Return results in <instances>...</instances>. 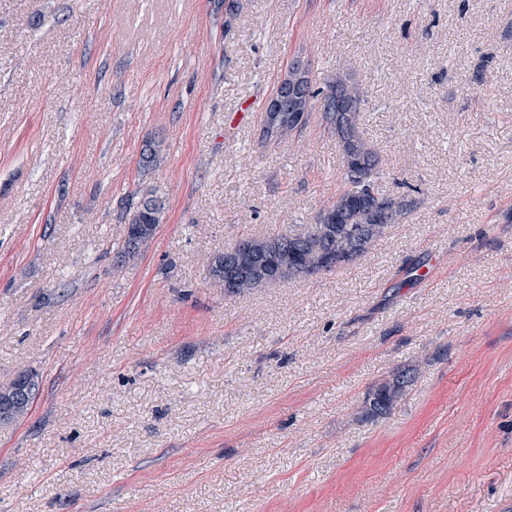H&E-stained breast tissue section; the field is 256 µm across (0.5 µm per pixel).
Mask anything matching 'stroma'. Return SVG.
Instances as JSON below:
<instances>
[{
  "label": "stroma",
  "instance_id": "35a3bbf8",
  "mask_svg": "<svg viewBox=\"0 0 512 512\" xmlns=\"http://www.w3.org/2000/svg\"><path fill=\"white\" fill-rule=\"evenodd\" d=\"M297 55L354 77L415 206L354 265L229 297L208 255L343 184L319 117L258 138ZM146 189L165 221L116 267ZM508 281L512 0H0V385L42 380L0 424V512H512ZM164 141L157 138H148L144 141L139 157V167L143 170L154 169L164 161ZM416 372L412 368H401L381 382L372 386L360 407L361 416L377 419L388 415L407 396L414 384Z\"/></svg>",
  "mask_w": 512,
  "mask_h": 512
}]
</instances>
